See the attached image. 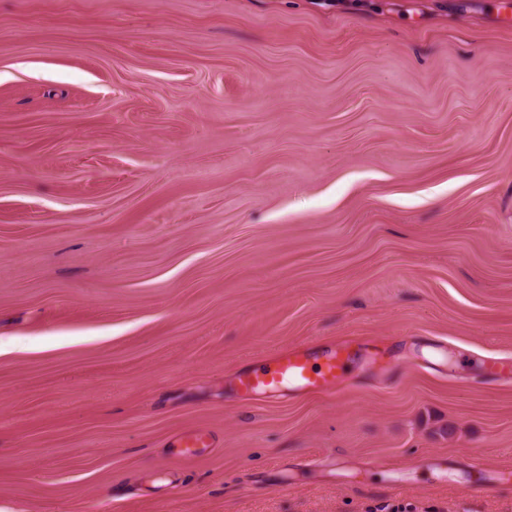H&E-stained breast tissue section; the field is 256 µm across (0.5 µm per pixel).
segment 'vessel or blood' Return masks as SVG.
<instances>
[{
	"label": "vessel or blood",
	"instance_id": "b4317fda",
	"mask_svg": "<svg viewBox=\"0 0 512 512\" xmlns=\"http://www.w3.org/2000/svg\"><path fill=\"white\" fill-rule=\"evenodd\" d=\"M386 358L385 351L368 344L321 349L297 347L271 357L250 373L238 377L236 386L246 395L274 396L286 389L332 395L352 371L382 365ZM208 445V435L195 431L181 436L171 453L188 457L194 455L197 448Z\"/></svg>",
	"mask_w": 512,
	"mask_h": 512
}]
</instances>
